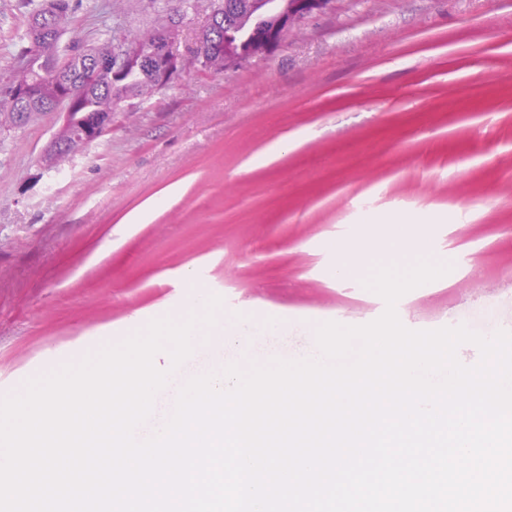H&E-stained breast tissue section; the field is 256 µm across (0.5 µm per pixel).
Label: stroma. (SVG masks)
<instances>
[{"instance_id":"obj_1","label":"stroma","mask_w":512,"mask_h":512,"mask_svg":"<svg viewBox=\"0 0 512 512\" xmlns=\"http://www.w3.org/2000/svg\"><path fill=\"white\" fill-rule=\"evenodd\" d=\"M41 0H0V86ZM152 0H73L63 43L142 30ZM52 119L0 133V394L178 312L359 326L385 311L334 242L415 220L450 264L396 303L411 330L512 332V0H335L273 55L118 112L62 171ZM149 221L132 223L143 208ZM140 324H131L134 314Z\"/></svg>"}]
</instances>
